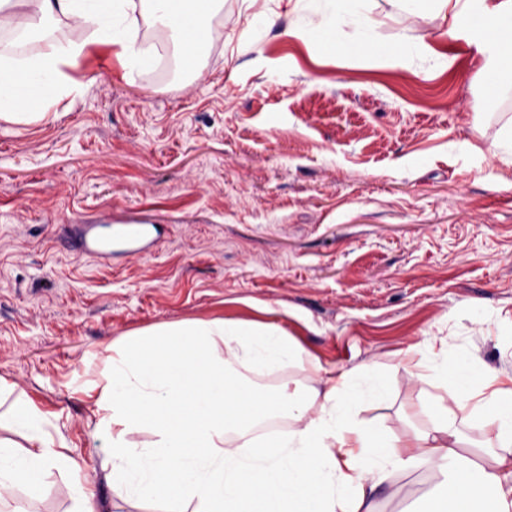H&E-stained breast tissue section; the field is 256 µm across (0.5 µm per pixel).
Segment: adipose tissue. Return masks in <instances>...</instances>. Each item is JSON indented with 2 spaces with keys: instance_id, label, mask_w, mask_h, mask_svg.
<instances>
[{
  "instance_id": "obj_1",
  "label": "adipose tissue",
  "mask_w": 512,
  "mask_h": 512,
  "mask_svg": "<svg viewBox=\"0 0 512 512\" xmlns=\"http://www.w3.org/2000/svg\"><path fill=\"white\" fill-rule=\"evenodd\" d=\"M105 2L89 14L77 0H0V11L24 7L0 33L1 117L46 118V90L75 93L67 71L93 46L111 47L129 81L166 65L137 44L140 9L175 35L180 72L196 70L209 14L195 0ZM382 3L414 15L449 11L484 70L512 67L499 53L512 35V0H277V12L252 14L248 29L258 45L274 34L428 72L433 56L424 44L376 40L373 13ZM64 19L79 29L77 39L56 40L54 25ZM38 37L51 51L21 59L18 48ZM308 357L280 325L242 319L167 322L114 339L90 394V434L112 461L113 502L146 512H378L375 490L425 465L439 481L419 512H512V371L483 362L468 337L420 364L415 381L435 389L429 424L404 442L359 416L362 405L388 395L384 371L320 366L315 385L289 376ZM14 388L0 376V398H11L12 425L25 439L0 440V501L28 512L60 481L67 512H97L65 439L51 434L34 404L13 398ZM470 402L486 434L485 466L459 450L453 414Z\"/></svg>"
}]
</instances>
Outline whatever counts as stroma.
<instances>
[{
  "instance_id": "1",
  "label": "stroma",
  "mask_w": 512,
  "mask_h": 512,
  "mask_svg": "<svg viewBox=\"0 0 512 512\" xmlns=\"http://www.w3.org/2000/svg\"><path fill=\"white\" fill-rule=\"evenodd\" d=\"M274 0H215L198 69L128 84L105 47L71 70L78 96L42 120L0 118V376L51 420L94 494L114 512L105 450L90 436L87 390L112 341L162 322L276 323L315 364L384 369L391 392L361 409L392 435L420 428L434 389L422 356L467 335L512 368V168L490 147L512 97L474 115L497 80L448 20L384 9L375 33L437 56L414 75L390 62L318 54L298 41L256 46L248 17ZM156 224L136 259L97 262L62 244L72 225ZM433 477L380 486L403 512Z\"/></svg>"
}]
</instances>
